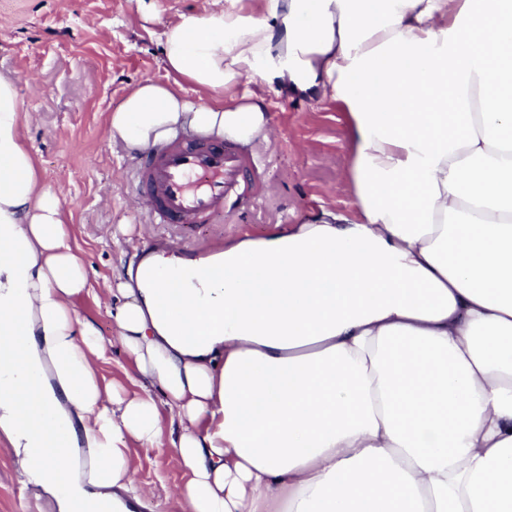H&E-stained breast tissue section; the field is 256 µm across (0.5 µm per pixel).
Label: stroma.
Here are the masks:
<instances>
[{"label": "stroma", "instance_id": "35a3bbf8", "mask_svg": "<svg viewBox=\"0 0 512 512\" xmlns=\"http://www.w3.org/2000/svg\"><path fill=\"white\" fill-rule=\"evenodd\" d=\"M233 2L258 16L264 10V0H0V73L17 80L22 107L31 114L24 141L43 182L70 215L73 245L89 274L92 290L74 309L104 338L117 333L102 294L105 280L122 272L133 248L166 243L173 232L164 224L147 226L138 211L132 182L138 159L113 146L109 114L139 82L165 81V23ZM255 92L265 99L273 132L257 150L271 190L256 208L199 226L185 240L190 252L283 231L321 210L350 206L341 103L291 99L245 81L229 96L184 89L189 100L213 106ZM130 453L136 481L156 488L161 512H177L174 496L184 478L169 441L156 448L134 444ZM14 475V458L0 446V512H50L41 499L23 504Z\"/></svg>", "mask_w": 512, "mask_h": 512}]
</instances>
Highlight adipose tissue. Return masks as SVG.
<instances>
[{
    "mask_svg": "<svg viewBox=\"0 0 512 512\" xmlns=\"http://www.w3.org/2000/svg\"><path fill=\"white\" fill-rule=\"evenodd\" d=\"M167 82L109 116L128 151L179 128L258 146L246 80L344 104L349 209L198 259L132 254L108 346L71 226L0 74V435L57 512H155L130 444L169 436L180 512H512V0H265L180 15ZM103 383H112L132 389L133 369L118 344L112 346V353L99 366Z\"/></svg>",
    "mask_w": 512,
    "mask_h": 512,
    "instance_id": "1",
    "label": "adipose tissue"
}]
</instances>
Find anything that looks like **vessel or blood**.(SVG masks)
<instances>
[{
	"label": "vessel or blood",
	"mask_w": 512,
	"mask_h": 512,
	"mask_svg": "<svg viewBox=\"0 0 512 512\" xmlns=\"http://www.w3.org/2000/svg\"><path fill=\"white\" fill-rule=\"evenodd\" d=\"M263 165L238 144L182 132L143 160L134 181L150 223L211 224L227 207H255Z\"/></svg>",
	"instance_id": "1"
}]
</instances>
